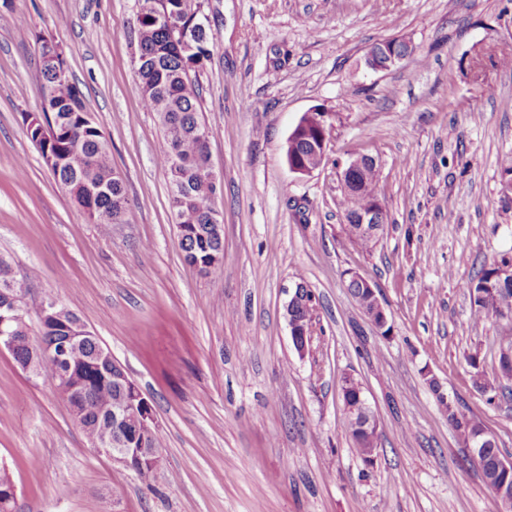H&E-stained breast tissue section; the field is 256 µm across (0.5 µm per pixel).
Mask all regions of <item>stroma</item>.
<instances>
[{"mask_svg":"<svg viewBox=\"0 0 512 512\" xmlns=\"http://www.w3.org/2000/svg\"><path fill=\"white\" fill-rule=\"evenodd\" d=\"M212 55L200 75L224 263L182 257L163 131L134 72L135 0H0V255L25 290L27 322L50 298L77 313L151 404L162 441L152 488L90 447L48 381L0 351V467L16 512H499L479 465L442 416L431 381L512 457V395L488 398L501 321L474 328L465 285L512 257V0H205ZM103 131L128 221L88 223L30 143L41 109L36 34ZM409 38L412 56L365 69L373 43ZM332 115L320 169L293 173L300 117ZM381 164L388 222L372 251L347 239L338 167ZM25 173H17L18 161ZM377 288L378 328L347 288ZM315 296L305 353L288 291ZM65 292H58V285ZM479 354L480 367L468 357ZM379 424L373 466L343 421L344 375Z\"/></svg>","mask_w":512,"mask_h":512,"instance_id":"35a3bbf8","label":"stroma"}]
</instances>
